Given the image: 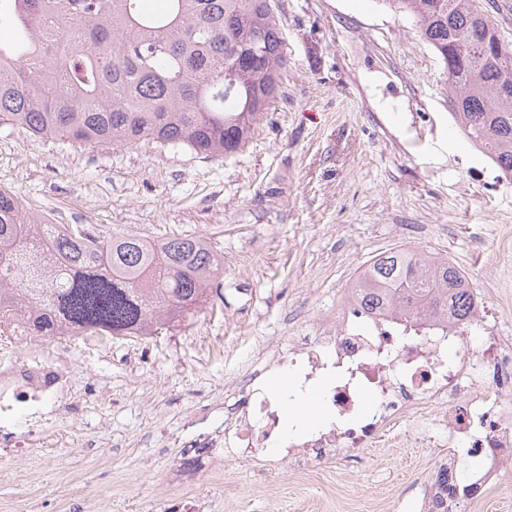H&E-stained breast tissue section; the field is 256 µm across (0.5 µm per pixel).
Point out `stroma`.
Wrapping results in <instances>:
<instances>
[{
	"label": "stroma",
	"instance_id": "stroma-1",
	"mask_svg": "<svg viewBox=\"0 0 512 512\" xmlns=\"http://www.w3.org/2000/svg\"><path fill=\"white\" fill-rule=\"evenodd\" d=\"M288 63L237 155L206 157L143 139L127 146L37 138L0 125V189L51 224L161 240L205 239L224 258L212 311L162 333L64 350L69 384L101 396L41 448L0 451V512H419L444 448H364L298 476L224 460V483L173 487L188 449L183 416L230 397L258 356L277 357L291 320L330 313L377 254L448 257L492 296L512 336V178L464 137L443 66L413 17L380 0H274Z\"/></svg>",
	"mask_w": 512,
	"mask_h": 512
}]
</instances>
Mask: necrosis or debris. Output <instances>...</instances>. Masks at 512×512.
Here are the masks:
<instances>
[{"instance_id":"obj_1","label":"necrosis or debris","mask_w":512,"mask_h":512,"mask_svg":"<svg viewBox=\"0 0 512 512\" xmlns=\"http://www.w3.org/2000/svg\"><path fill=\"white\" fill-rule=\"evenodd\" d=\"M476 333L482 342L474 348L469 338ZM273 366L291 374L296 390L326 387L328 424L284 431L285 397L255 371L241 380L220 426L203 429L198 412L185 417L189 447L209 459L210 483L223 484L225 456L262 461L271 448L285 449L299 470L312 472L398 439L462 447L480 465L474 481L481 491L494 488L501 463L512 460V339L500 335L489 297H477L460 322L367 308L346 288L335 311L305 321ZM62 402L77 411L83 398L58 364L32 354L0 361V446L18 453L38 447Z\"/></svg>"}]
</instances>
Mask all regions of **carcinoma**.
Here are the masks:
<instances>
[{
  "label": "carcinoma",
  "instance_id": "cac0c4a2",
  "mask_svg": "<svg viewBox=\"0 0 512 512\" xmlns=\"http://www.w3.org/2000/svg\"><path fill=\"white\" fill-rule=\"evenodd\" d=\"M0 0V123L90 145L153 139L207 157L244 148L287 59L273 0ZM416 19L439 56L466 138L512 176V44L479 0H381ZM0 190V322L76 335L151 336L200 310L224 274L201 238L84 242ZM362 301L405 314L469 317L474 289L446 258L391 249L353 281ZM448 479L430 512H448Z\"/></svg>",
  "mask_w": 512,
  "mask_h": 512
}]
</instances>
